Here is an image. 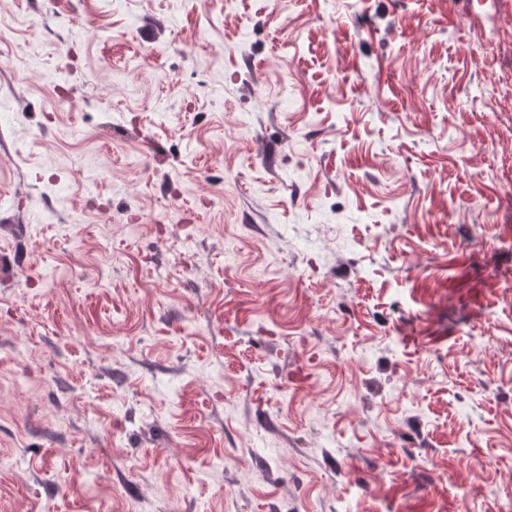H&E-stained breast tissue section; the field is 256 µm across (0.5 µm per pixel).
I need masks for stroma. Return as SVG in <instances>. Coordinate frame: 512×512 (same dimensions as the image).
I'll return each instance as SVG.
<instances>
[{
    "mask_svg": "<svg viewBox=\"0 0 512 512\" xmlns=\"http://www.w3.org/2000/svg\"><path fill=\"white\" fill-rule=\"evenodd\" d=\"M512 504V0H0V512Z\"/></svg>",
    "mask_w": 512,
    "mask_h": 512,
    "instance_id": "obj_1",
    "label": "stroma"
}]
</instances>
